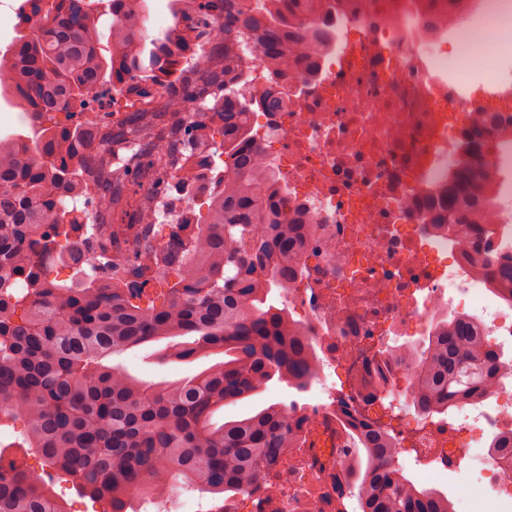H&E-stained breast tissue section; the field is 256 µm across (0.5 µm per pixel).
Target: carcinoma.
Instances as JSON below:
<instances>
[{"label":"carcinoma","mask_w":512,"mask_h":512,"mask_svg":"<svg viewBox=\"0 0 512 512\" xmlns=\"http://www.w3.org/2000/svg\"><path fill=\"white\" fill-rule=\"evenodd\" d=\"M171 2V24L148 42L146 0H23L17 37L0 52V96L16 101L31 130L0 139V427L23 419L20 447L70 475L104 512L179 488L209 494L212 512H224L225 498L275 485L299 441L288 405L215 415L276 378L303 392L316 375L311 340L269 301L302 277L310 229L280 208L273 164L247 132L255 103L278 112L288 93L257 96L240 72L245 36L270 68L288 67L302 39L321 49L327 36L306 26L316 0ZM206 32L223 58L184 73ZM161 87L169 104L160 111L72 122L74 110L118 88L143 99ZM467 139L470 159L432 223L480 242L488 230L471 215L490 197L474 167L493 144L480 130ZM140 179L153 194L139 193ZM172 197L206 199L194 240L177 229L163 243L145 240L136 266L91 263L102 243L85 225L151 224L155 201ZM53 263L72 275L49 277ZM476 263L512 299V254L493 261L479 249ZM149 277L159 285L151 298ZM163 340L164 359H224L153 383L107 364ZM499 359L474 321L445 322L421 352L412 406L430 420L480 399ZM337 408L354 427L349 497L359 512H449L447 498L397 466L391 429L343 399ZM0 512L63 510L42 474L0 456Z\"/></svg>","instance_id":"carcinoma-1"}]
</instances>
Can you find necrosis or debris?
<instances>
[{
  "label": "necrosis or debris",
  "mask_w": 512,
  "mask_h": 512,
  "mask_svg": "<svg viewBox=\"0 0 512 512\" xmlns=\"http://www.w3.org/2000/svg\"><path fill=\"white\" fill-rule=\"evenodd\" d=\"M312 19L328 40L314 69L271 72L248 60L245 77L263 90L288 88V109L249 116L280 177L281 206L313 225L305 274L282 293L311 337L319 378L295 403L305 440L275 487L226 498L224 512H336L338 491L353 481L345 464L352 428L336 397L386 377L388 392L372 419L410 440L415 463L447 465L476 450L475 493L491 504L512 497V457L492 454L494 437L512 435V397L495 387V409L477 402L430 422L411 413L408 392L419 363L404 357L443 318L464 316L488 340L512 345V315L474 273L471 247L432 223L429 205L448 191L468 158L462 132L492 112L512 115V72L468 90L449 77L447 42L456 55L496 66L499 42L477 30L512 28V0H320ZM484 158L493 201L476 215L495 232L512 228V127Z\"/></svg>",
  "instance_id": "necrosis-or-debris-1"
}]
</instances>
